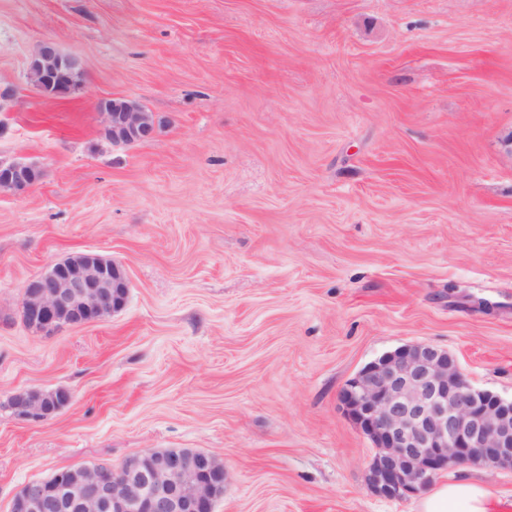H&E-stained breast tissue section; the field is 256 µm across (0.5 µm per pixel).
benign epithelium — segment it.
Wrapping results in <instances>:
<instances>
[{
    "label": "benign epithelium",
    "mask_w": 512,
    "mask_h": 512,
    "mask_svg": "<svg viewBox=\"0 0 512 512\" xmlns=\"http://www.w3.org/2000/svg\"><path fill=\"white\" fill-rule=\"evenodd\" d=\"M80 61L51 42L30 64L33 86L67 96ZM104 134L113 145L153 140L156 120L137 103L113 98L100 105ZM39 167L0 161V191L23 194L39 183ZM129 281L111 259L86 253L55 262L29 280L21 300L22 321L50 335L60 327L104 320L126 303ZM72 399L69 390L23 389L8 400L22 421L46 422ZM342 400L376 453L366 480L384 498L427 489L450 467L512 469V398L474 388L456 357L431 344H413L364 366ZM215 456L191 450L150 451L118 468L109 464L61 470L52 479L24 485L10 512H213L224 496L226 475Z\"/></svg>",
    "instance_id": "benign-epithelium-1"
}]
</instances>
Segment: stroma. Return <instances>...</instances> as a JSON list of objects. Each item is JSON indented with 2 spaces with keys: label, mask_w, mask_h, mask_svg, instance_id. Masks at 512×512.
Listing matches in <instances>:
<instances>
[{
  "label": "stroma",
  "mask_w": 512,
  "mask_h": 512,
  "mask_svg": "<svg viewBox=\"0 0 512 512\" xmlns=\"http://www.w3.org/2000/svg\"><path fill=\"white\" fill-rule=\"evenodd\" d=\"M79 59L63 99L40 44ZM0 512L25 484L152 450L215 455V512H415L366 485L347 381L452 352L512 398V0H0ZM162 124L112 145L99 103ZM121 263L124 308L44 336L56 261ZM65 388L48 422L7 408ZM512 512V470L448 469ZM80 65L78 59L61 54L52 42H43L31 61L28 78L42 92L62 98L72 90ZM39 167L23 162L0 161V191L23 194L39 183Z\"/></svg>",
  "instance_id": "35a3bbf8"
}]
</instances>
